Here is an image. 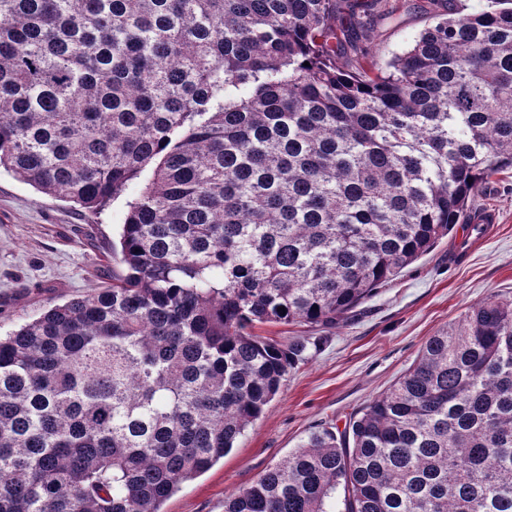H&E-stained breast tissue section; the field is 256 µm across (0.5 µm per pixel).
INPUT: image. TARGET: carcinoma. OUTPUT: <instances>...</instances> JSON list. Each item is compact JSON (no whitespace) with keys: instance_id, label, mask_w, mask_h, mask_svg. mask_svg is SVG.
<instances>
[{"instance_id":"1","label":"carcinoma","mask_w":512,"mask_h":512,"mask_svg":"<svg viewBox=\"0 0 512 512\" xmlns=\"http://www.w3.org/2000/svg\"><path fill=\"white\" fill-rule=\"evenodd\" d=\"M0 0V168L97 211L112 284L0 338V512H163L321 336L512 169V0ZM285 310H280V307ZM512 512V299L224 512ZM389 1L399 9L378 23L377 36L371 44V53L380 63L402 53L413 37L431 21L429 0Z\"/></svg>"}]
</instances>
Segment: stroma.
Instances as JSON below:
<instances>
[{
    "mask_svg": "<svg viewBox=\"0 0 512 512\" xmlns=\"http://www.w3.org/2000/svg\"><path fill=\"white\" fill-rule=\"evenodd\" d=\"M431 20L428 0H401L380 21L371 53H402ZM116 200L91 213L35 190L0 170V336L37 318L49 302L109 286L110 252L124 219ZM472 215L490 216L481 233L454 229L427 255L331 329L291 370L236 445L208 471L181 484L164 512H224L226 496L247 487L309 435L389 389L435 332L460 324L468 307L512 298V171L480 187Z\"/></svg>",
    "mask_w": 512,
    "mask_h": 512,
    "instance_id": "stroma-1",
    "label": "stroma"
}]
</instances>
